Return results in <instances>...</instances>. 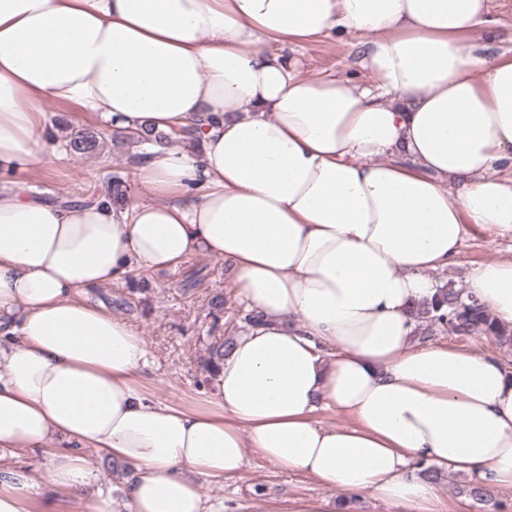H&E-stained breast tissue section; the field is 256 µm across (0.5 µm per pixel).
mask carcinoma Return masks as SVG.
I'll list each match as a JSON object with an SVG mask.
<instances>
[{
	"label": "carcinoma",
	"instance_id": "cac0c4a2",
	"mask_svg": "<svg viewBox=\"0 0 512 512\" xmlns=\"http://www.w3.org/2000/svg\"><path fill=\"white\" fill-rule=\"evenodd\" d=\"M134 148L141 150L151 145H165L170 137L152 128L138 132H114ZM103 136L86 131H77L71 135L68 146L77 155L93 154L99 150ZM411 315L419 322L422 339L428 340L437 335L448 334L455 337L492 338L501 345H512V328L498 324L491 318L485 307L477 300L465 301L462 291L448 281L439 288L437 294L428 302L420 303ZM233 344V337H219L209 344L205 368L210 370L224 357ZM466 494L473 500L487 502L491 499L490 490L481 481L474 480L467 485Z\"/></svg>",
	"mask_w": 512,
	"mask_h": 512
}]
</instances>
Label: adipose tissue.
<instances>
[{
    "label": "adipose tissue",
    "mask_w": 512,
    "mask_h": 512,
    "mask_svg": "<svg viewBox=\"0 0 512 512\" xmlns=\"http://www.w3.org/2000/svg\"><path fill=\"white\" fill-rule=\"evenodd\" d=\"M490 0H0V512L82 491L94 448L130 475L125 512H215L202 484L248 451L398 512L423 467L512 487V368L421 340L410 310L471 227L512 238V52L468 36ZM341 36L372 78L303 77L282 46ZM151 127L123 205L53 204L47 103ZM193 254L224 262L262 325L235 336L211 409L139 383L146 341L87 290ZM466 292L512 326V254ZM347 418L344 426L318 411ZM48 452L45 448H21L7 459V464L28 471L36 482H42L48 464Z\"/></svg>",
    "instance_id": "obj_1"
}]
</instances>
